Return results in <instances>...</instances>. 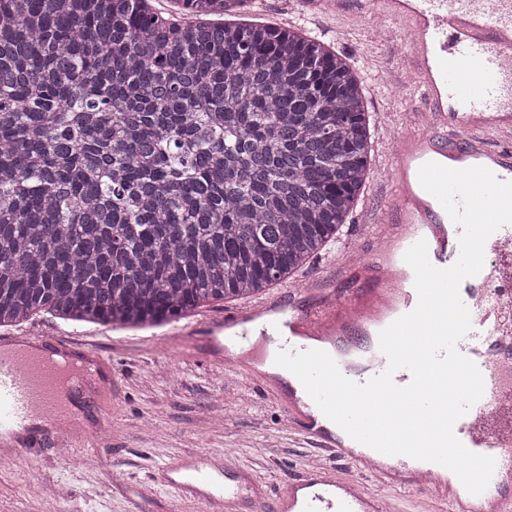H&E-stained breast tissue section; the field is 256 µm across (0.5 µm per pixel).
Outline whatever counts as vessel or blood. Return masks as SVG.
Wrapping results in <instances>:
<instances>
[{
  "instance_id": "vessel-or-blood-1",
  "label": "vessel or blood",
  "mask_w": 512,
  "mask_h": 512,
  "mask_svg": "<svg viewBox=\"0 0 512 512\" xmlns=\"http://www.w3.org/2000/svg\"><path fill=\"white\" fill-rule=\"evenodd\" d=\"M309 16L331 13L340 20L376 11L400 22L404 59L416 78L423 111L388 115L384 126L405 123L395 147L382 151L379 166L391 185L384 208L373 211L364 229L375 247L365 257L344 248L341 277L347 289L307 275L302 289L286 288L249 298L180 330L189 342L184 357L247 375L275 395L291 426L318 451L277 496L275 512H388L385 487L406 489L453 512H512V224L494 232L485 245L482 270L465 279L460 296L471 329L457 349L472 360L484 380L482 397L460 418L456 437L472 452L492 457L487 488L470 494L447 468L407 456H388L336 435L327 417L306 395L285 392L257 369L279 333V350H323L348 379L364 383L381 373L387 359L378 342L368 348L364 367L346 358L364 332L377 335L418 303L415 274L404 260L417 241L427 243L432 265L447 268L459 256V234L439 201L420 184L418 171L429 161L453 169L483 166L498 180L512 181V0H303ZM109 358L65 337L0 335V447L5 458L29 454L37 441L62 448L91 437V410H105L117 396L119 379H99ZM371 475L375 487L358 477H341L337 461ZM166 486L181 498H205L210 512H258L266 487L229 457L190 461L177 457L163 469Z\"/></svg>"
}]
</instances>
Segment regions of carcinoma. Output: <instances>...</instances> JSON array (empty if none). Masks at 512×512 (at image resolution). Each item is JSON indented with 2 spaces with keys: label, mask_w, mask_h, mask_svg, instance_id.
<instances>
[{
  "label": "carcinoma",
  "mask_w": 512,
  "mask_h": 512,
  "mask_svg": "<svg viewBox=\"0 0 512 512\" xmlns=\"http://www.w3.org/2000/svg\"><path fill=\"white\" fill-rule=\"evenodd\" d=\"M0 0V327L159 326L293 278L369 178L364 84L246 0Z\"/></svg>",
  "instance_id": "obj_1"
}]
</instances>
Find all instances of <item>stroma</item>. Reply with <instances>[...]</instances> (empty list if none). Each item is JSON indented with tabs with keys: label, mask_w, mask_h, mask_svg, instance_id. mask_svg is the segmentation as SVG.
I'll return each mask as SVG.
<instances>
[{
	"label": "stroma",
	"mask_w": 512,
	"mask_h": 512,
	"mask_svg": "<svg viewBox=\"0 0 512 512\" xmlns=\"http://www.w3.org/2000/svg\"><path fill=\"white\" fill-rule=\"evenodd\" d=\"M306 35L330 43L360 74L371 123L410 102L415 77L402 63L403 39L371 47L367 20L296 19ZM78 332L110 356L121 399L103 415L107 444L61 459L50 447L0 463V512H206L199 500L177 498L156 477L169 459L230 453L283 493L307 464L310 449L273 395L246 376L179 358L164 339L170 324L151 327L65 321L49 313L12 326L19 336Z\"/></svg>",
	"instance_id": "35a3bbf8"
}]
</instances>
